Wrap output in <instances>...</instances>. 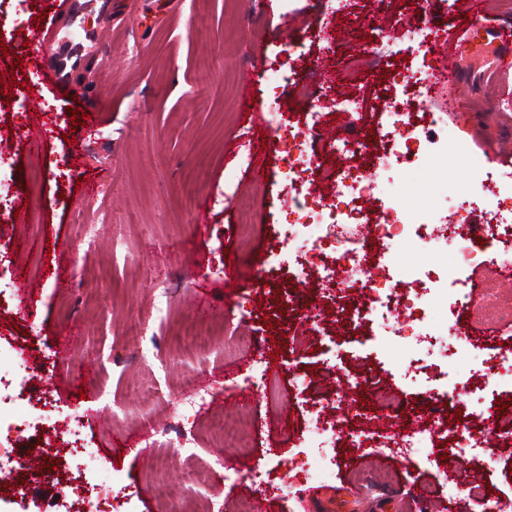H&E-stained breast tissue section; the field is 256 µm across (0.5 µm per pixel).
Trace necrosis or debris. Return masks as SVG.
<instances>
[{"mask_svg":"<svg viewBox=\"0 0 512 512\" xmlns=\"http://www.w3.org/2000/svg\"><path fill=\"white\" fill-rule=\"evenodd\" d=\"M322 117L313 110L298 121L286 120L275 101L264 112L267 126L287 134L280 173L302 200L281 239L293 259L288 274L301 286L314 276L327 287L353 289L359 302L351 308V319L374 339L389 329L391 296H398L409 313L405 331L396 335L403 344L423 346L435 312H444L454 341L438 354L452 356L455 368L416 383L414 395L426 403L427 419L419 429L393 435L391 451L401 467L426 460L431 448L446 450L463 466L480 461L487 453L486 435L512 438V408L501 418L496 406L497 400L512 398V336L494 355V367L505 371L506 379L492 386L489 396L474 397L473 363L480 348L468 338L461 317L486 308L487 300L464 286L471 270H512V175L495 174L450 140L440 113L406 111L394 101L383 106L379 142L352 137L340 145L350 156H370L369 168L352 165L338 172L319 162ZM452 154L468 166L472 179L454 189L451 209L434 204L406 212L393 172L406 164L425 169ZM480 209L485 223H471ZM341 224L367 225L370 239L382 246L379 256L364 248H343L335 234ZM436 246L446 249L450 259L431 269L401 256L405 249ZM374 267L379 270L375 277L370 274ZM456 412L463 423L447 424L448 414Z\"/></svg>","mask_w":512,"mask_h":512,"instance_id":"4bbe7bcc","label":"necrosis or debris"}]
</instances>
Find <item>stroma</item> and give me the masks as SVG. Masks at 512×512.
I'll return each mask as SVG.
<instances>
[{
	"label": "stroma",
	"mask_w": 512,
	"mask_h": 512,
	"mask_svg": "<svg viewBox=\"0 0 512 512\" xmlns=\"http://www.w3.org/2000/svg\"><path fill=\"white\" fill-rule=\"evenodd\" d=\"M57 11L55 0H0V76H13L11 95L0 94V411L26 412L35 425L0 429V463L26 484L30 466L42 469L23 498L0 492V512H67L76 496L99 500L105 512H197L181 497L191 474L223 464L238 473L211 481L204 493L236 512L257 498L258 512H455L457 499L442 487L455 458L434 449V463L394 469L388 449L367 441L337 442L327 451L333 470L307 479L297 437L311 412L336 400L351 427L368 422L384 391L406 390L410 353L389 341L362 343L352 324L321 287L297 288L283 276L258 285L264 269L287 265L280 248L283 220L295 204L277 172L278 136L248 124L246 105L263 108L277 97L291 118L325 104L319 139L323 165L343 169L340 139H369L400 59L412 68L433 63L431 44L418 51L407 29L429 27L469 33L487 30L493 42L457 44L461 66L453 82L434 86L409 109L442 113L449 135L492 170L512 173V68L484 78L493 56L512 65V10L499 0H112V19L99 43L98 84L78 96L42 78L43 58L26 48ZM288 19L281 28L280 19ZM286 53L292 70L277 86L246 83L243 72L263 70ZM238 68L225 73V57ZM21 71H13L16 60ZM106 101L107 112L71 121V110ZM349 100L356 111L338 109ZM40 149L31 152V139ZM407 211L443 200L469 179L456 159L397 174ZM99 194L84 198L89 182ZM251 197L264 235L239 248V214L230 194ZM26 212L17 223V209ZM205 209L206 223L195 221ZM206 295L200 307L198 295ZM326 310L323 330L305 349L293 346L301 322ZM210 329L218 344L199 352L186 327ZM274 344L288 405L273 410L245 386L248 353L226 347L248 338ZM349 352L348 364L369 381L335 399L336 370L323 352L331 343ZM155 344L148 362L139 346ZM23 348L27 366L14 355ZM211 388L213 400L195 416L209 423L219 413L245 411L234 445L198 440L188 462L167 475L172 500L153 488L157 451L143 447L141 412L166 426L172 404L189 396L186 380ZM79 409L75 432L55 431V420ZM107 425H99V417ZM483 463L464 482L483 485L512 501V444L489 437ZM274 466L282 492L258 497L263 465ZM394 469L392 481L378 478ZM70 479L58 480V470Z\"/></svg>",
	"instance_id": "1"
}]
</instances>
